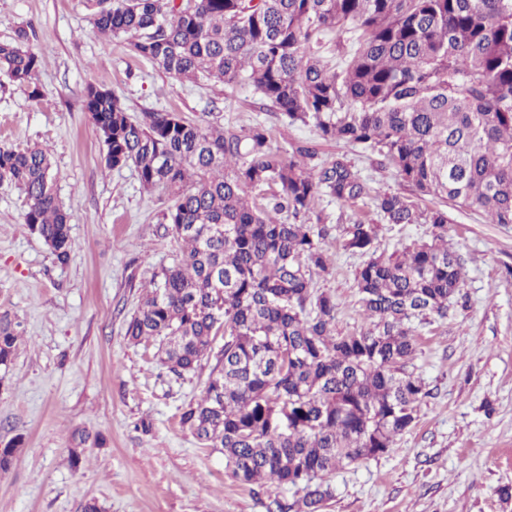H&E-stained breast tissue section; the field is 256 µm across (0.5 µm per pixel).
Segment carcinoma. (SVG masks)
I'll return each instance as SVG.
<instances>
[{"mask_svg":"<svg viewBox=\"0 0 512 512\" xmlns=\"http://www.w3.org/2000/svg\"><path fill=\"white\" fill-rule=\"evenodd\" d=\"M102 35L176 81L250 86L289 123L383 158L410 195L374 197L386 224H430L429 240L379 251L380 224L342 225L369 326L341 334L330 273L329 228L315 204L353 207L369 188L344 154L307 144L288 154L269 129H204L175 112L131 118L111 89L89 84L84 107L109 169L132 165L167 200V231L183 251L152 281L126 336L155 342L177 378L214 357L181 425L224 454L240 483L292 487L276 512H319L325 477L390 452L428 395L407 369L417 326L448 318L464 279L448 249V209L474 207L512 224V0H89ZM348 35L332 47L325 34ZM26 25L0 42V71L42 96L44 56ZM47 150L0 145V181L28 201L24 222L58 263L73 252ZM432 207H422L426 199ZM315 215L316 222H296ZM18 324L0 313V372L14 362ZM224 338L219 350L217 337ZM72 459L99 436L72 434ZM22 437L0 447L9 466Z\"/></svg>","mask_w":512,"mask_h":512,"instance_id":"cac0c4a2","label":"carcinoma"}]
</instances>
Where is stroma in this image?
<instances>
[{
  "label": "stroma",
  "mask_w": 512,
  "mask_h": 512,
  "mask_svg": "<svg viewBox=\"0 0 512 512\" xmlns=\"http://www.w3.org/2000/svg\"><path fill=\"white\" fill-rule=\"evenodd\" d=\"M34 26L46 56L40 98L0 76V144L47 149L55 191L71 214L73 253L57 263L23 222L24 194L0 182V311L22 342L0 390V443L22 435L0 470V512H273L296 490L244 485L221 453L182 427L183 409L206 386L210 362L178 378L153 345L131 342L126 323L142 289L171 265L179 245L166 232L160 193L142 189L134 167L106 168L103 144L83 107L90 83L114 90L128 114H180L201 127L270 129L289 150L314 143L322 158L344 153L370 198L353 207L321 200L329 225L377 224L373 196L403 191L380 156L320 140L315 128L264 109L251 88L179 83L151 62L103 38L87 0H0V41ZM448 246L465 273L466 304L417 330L412 366L428 390L415 426L377 459L339 468L321 512H512V224L486 223L475 209L448 212ZM332 256L320 290L338 304L337 328L367 322L354 273L359 256L328 237ZM102 434L99 447L71 461L74 430Z\"/></svg>",
  "instance_id": "obj_1"
}]
</instances>
